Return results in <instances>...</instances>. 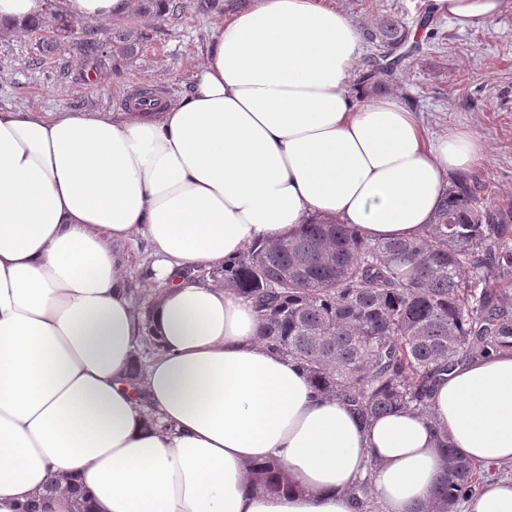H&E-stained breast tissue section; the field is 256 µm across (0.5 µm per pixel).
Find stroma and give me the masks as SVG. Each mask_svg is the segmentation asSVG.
Segmentation results:
<instances>
[{"label":"stroma","instance_id":"35a3bbf8","mask_svg":"<svg viewBox=\"0 0 512 512\" xmlns=\"http://www.w3.org/2000/svg\"><path fill=\"white\" fill-rule=\"evenodd\" d=\"M181 2L164 16L137 9L120 19L86 23L101 39L122 27L145 36L135 57L120 59L116 70L95 78L74 46L49 52L41 33L0 35V108L112 112L125 109L130 94L143 88L155 90L163 102L185 93L223 15L210 9L209 0ZM335 2L359 28L392 15L414 30L422 50L395 92L419 112L429 133L462 126L481 136L489 153L476 174L488 201L512 212V12L484 29L462 31L445 20L429 37L417 28L428 0Z\"/></svg>","mask_w":512,"mask_h":512}]
</instances>
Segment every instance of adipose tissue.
<instances>
[{
  "label": "adipose tissue",
  "instance_id": "adipose-tissue-1",
  "mask_svg": "<svg viewBox=\"0 0 512 512\" xmlns=\"http://www.w3.org/2000/svg\"><path fill=\"white\" fill-rule=\"evenodd\" d=\"M61 6L107 22L136 0ZM511 8L431 0L463 29ZM360 54L332 0H253L160 110L0 108V512H74L77 489L91 512H355L365 477L381 512H428L438 428L472 463L512 467V352L457 365L429 413L366 424L258 344L251 302L189 276L314 217L372 241L423 235L450 178L484 161L469 129L434 138L399 96L354 98ZM139 239L161 287L146 313L124 250ZM146 335L160 350L133 386ZM269 460L288 493L248 485ZM461 512H512V478Z\"/></svg>",
  "mask_w": 512,
  "mask_h": 512
}]
</instances>
